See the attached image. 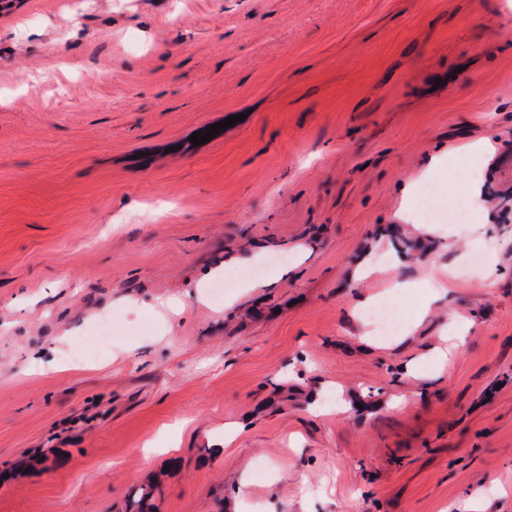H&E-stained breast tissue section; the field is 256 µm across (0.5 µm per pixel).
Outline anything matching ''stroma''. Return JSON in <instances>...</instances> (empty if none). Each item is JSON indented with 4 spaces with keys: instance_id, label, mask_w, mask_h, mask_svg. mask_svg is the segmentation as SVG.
Returning a JSON list of instances; mask_svg holds the SVG:
<instances>
[{
    "instance_id": "obj_1",
    "label": "stroma",
    "mask_w": 512,
    "mask_h": 512,
    "mask_svg": "<svg viewBox=\"0 0 512 512\" xmlns=\"http://www.w3.org/2000/svg\"><path fill=\"white\" fill-rule=\"evenodd\" d=\"M439 154L449 203L485 172L478 240L396 218ZM378 294L411 333L364 335ZM153 479L155 512H512V0L0 10V512Z\"/></svg>"
}]
</instances>
